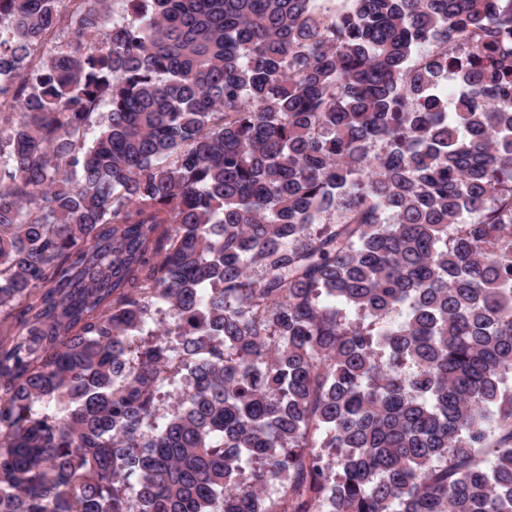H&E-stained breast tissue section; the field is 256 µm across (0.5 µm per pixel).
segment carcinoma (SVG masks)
<instances>
[{
	"instance_id": "cac0c4a2",
	"label": "carcinoma",
	"mask_w": 512,
	"mask_h": 512,
	"mask_svg": "<svg viewBox=\"0 0 512 512\" xmlns=\"http://www.w3.org/2000/svg\"><path fill=\"white\" fill-rule=\"evenodd\" d=\"M122 3L0 0V512H512V0Z\"/></svg>"
}]
</instances>
